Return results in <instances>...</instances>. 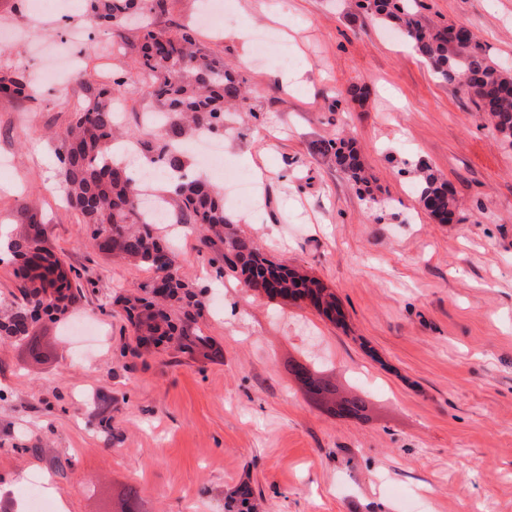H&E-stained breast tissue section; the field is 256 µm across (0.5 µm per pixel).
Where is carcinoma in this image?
<instances>
[{"instance_id":"cac0c4a2","label":"carcinoma","mask_w":512,"mask_h":512,"mask_svg":"<svg viewBox=\"0 0 512 512\" xmlns=\"http://www.w3.org/2000/svg\"><path fill=\"white\" fill-rule=\"evenodd\" d=\"M371 24L393 29L408 38L415 52L443 82L462 88L471 103L489 115L496 131L512 142V75L496 62L486 46L470 36L453 39L452 26H440L421 12V0H357ZM165 11V0H86L85 19L92 28L118 31L134 15L144 18L134 63L147 80V95L166 118V133L119 126L112 91L80 79L84 98L67 126L54 134L59 183L69 205L88 227L99 251L130 264L164 273L163 285H139L142 296L126 301V318L139 342L155 347L169 343L186 352L204 351L220 357L209 337L196 329L204 311L203 291L179 272L169 238L144 215L145 201L129 166L109 161L114 143L127 137L142 144V155L158 167L178 175L165 200L170 224H193L204 244L214 249V262L241 277L244 283L270 298L309 300L329 319L336 318L333 293L288 266L267 258L256 242L238 233L239 219L224 208L220 189L207 179L187 177L191 166L181 142L201 132L224 136V113L245 99L244 80L224 60L207 50L194 31L157 28L151 16ZM0 97L27 99L31 89L16 69L0 73ZM320 152L358 186L369 179L356 142L349 138L325 141ZM416 192L432 220L451 223L456 204L432 170L418 169ZM9 258L25 280L26 302L0 318V336L13 337L25 315L51 316L78 300L80 274L44 246V227L29 217L27 230L8 243ZM120 512H144L137 490L131 488Z\"/></svg>"}]
</instances>
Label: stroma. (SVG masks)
I'll return each instance as SVG.
<instances>
[{
  "label": "stroma",
  "mask_w": 512,
  "mask_h": 512,
  "mask_svg": "<svg viewBox=\"0 0 512 512\" xmlns=\"http://www.w3.org/2000/svg\"><path fill=\"white\" fill-rule=\"evenodd\" d=\"M225 2L224 29L198 38L250 90L225 116L224 153L255 177L260 207L224 206L269 258L330 288L343 319L219 275L182 224L180 273L207 288L198 326L223 356L138 353L121 299L154 272L100 252L60 193L49 135L68 123L78 85L0 98V234L36 214L46 246L82 276L65 315L0 341V484L24 501L38 481L69 512H110L132 486L146 512H224L243 483L264 512H512V145L356 0ZM422 3L512 69V0ZM235 27L271 34L292 65L242 62L224 36ZM0 31V61L29 76L38 45L67 34L29 19L25 0H0ZM113 39L99 28L71 45L87 79L130 64ZM287 71L298 85L282 82ZM340 131L356 139L371 193L319 153ZM421 162L447 182L452 223L421 207ZM296 363L369 401L368 418L312 404Z\"/></svg>",
  "instance_id": "obj_1"
}]
</instances>
